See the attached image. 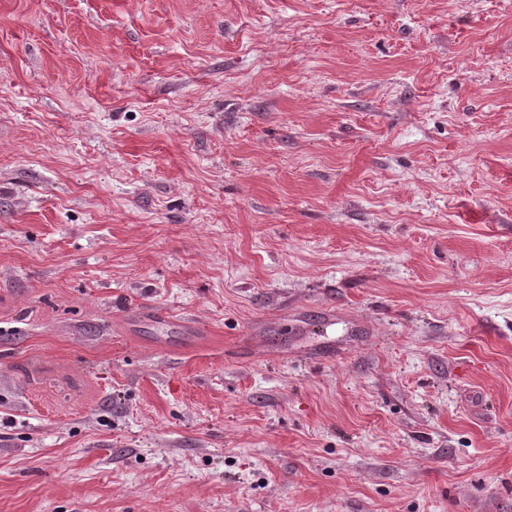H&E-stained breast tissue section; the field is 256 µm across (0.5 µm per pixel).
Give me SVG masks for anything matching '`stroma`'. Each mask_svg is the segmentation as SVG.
Wrapping results in <instances>:
<instances>
[{
	"label": "stroma",
	"instance_id": "1",
	"mask_svg": "<svg viewBox=\"0 0 512 512\" xmlns=\"http://www.w3.org/2000/svg\"><path fill=\"white\" fill-rule=\"evenodd\" d=\"M0 512H512V0H0Z\"/></svg>",
	"mask_w": 512,
	"mask_h": 512
}]
</instances>
